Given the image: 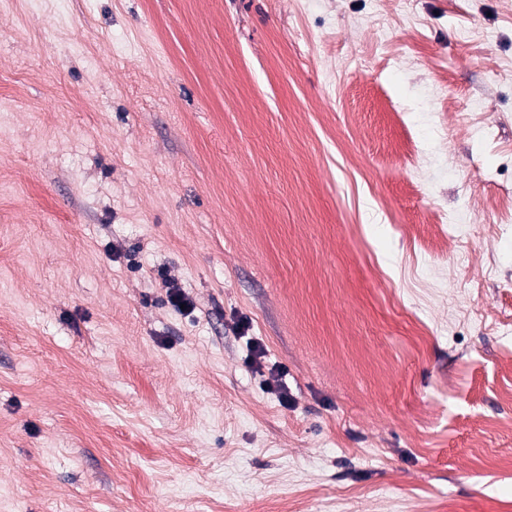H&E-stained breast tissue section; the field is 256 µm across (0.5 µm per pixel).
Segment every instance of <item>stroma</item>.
I'll return each instance as SVG.
<instances>
[{"label":"stroma","instance_id":"35a3bbf8","mask_svg":"<svg viewBox=\"0 0 512 512\" xmlns=\"http://www.w3.org/2000/svg\"><path fill=\"white\" fill-rule=\"evenodd\" d=\"M428 504L512 512V0H0V512Z\"/></svg>","mask_w":512,"mask_h":512}]
</instances>
